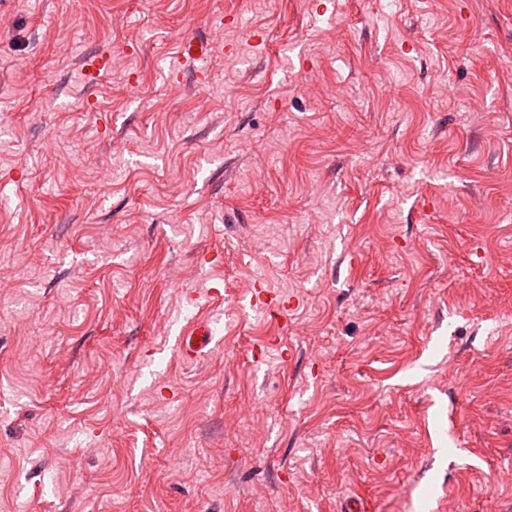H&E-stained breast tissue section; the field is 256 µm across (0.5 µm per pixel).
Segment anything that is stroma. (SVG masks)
<instances>
[{
  "label": "stroma",
  "mask_w": 512,
  "mask_h": 512,
  "mask_svg": "<svg viewBox=\"0 0 512 512\" xmlns=\"http://www.w3.org/2000/svg\"><path fill=\"white\" fill-rule=\"evenodd\" d=\"M1 113L0 512H512V0H0ZM112 68V49L103 53L91 54L84 59V69L89 83H96ZM179 336H184L179 350L184 356L193 358L213 340L214 332L208 323L197 322L182 329ZM196 337H199V340H196Z\"/></svg>",
  "instance_id": "35a3bbf8"
}]
</instances>
